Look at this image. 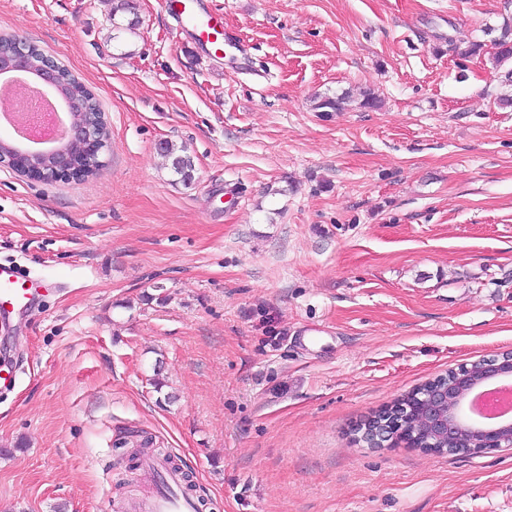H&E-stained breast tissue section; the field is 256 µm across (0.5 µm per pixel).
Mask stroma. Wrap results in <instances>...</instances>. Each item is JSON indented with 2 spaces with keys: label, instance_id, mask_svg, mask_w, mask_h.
<instances>
[{
  "label": "stroma",
  "instance_id": "1",
  "mask_svg": "<svg viewBox=\"0 0 512 512\" xmlns=\"http://www.w3.org/2000/svg\"><path fill=\"white\" fill-rule=\"evenodd\" d=\"M132 2L0 0V34L90 87L112 138L86 181L0 167V265L35 279L6 315L0 512L132 494L115 486L131 431L204 512H512V449L354 434L512 350V62L490 60L512 0H208L220 60L162 0ZM473 41L481 55H456ZM159 286L168 302H144ZM160 149L168 159L170 169L178 177V180L183 184H190L194 178L193 161L189 155L185 154V149L177 150L169 143H161ZM477 438L478 433H475L466 428H462L458 431V436L456 439L448 441V438H443L439 441V445L445 448H425V452L431 454H456L457 448H470L472 445H474V442L477 440ZM457 454L468 455L467 451L465 450H462Z\"/></svg>",
  "mask_w": 512,
  "mask_h": 512
}]
</instances>
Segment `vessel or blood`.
I'll list each match as a JSON object with an SVG mask.
<instances>
[{
  "mask_svg": "<svg viewBox=\"0 0 512 512\" xmlns=\"http://www.w3.org/2000/svg\"><path fill=\"white\" fill-rule=\"evenodd\" d=\"M164 7L189 29L196 42L210 56H224L222 14L200 11L187 6L185 0H163ZM30 289L14 271L0 268V310L5 306L25 304ZM129 472L132 479L143 481L145 492L134 503V512H201L202 503L190 494L182 470L158 456L139 457Z\"/></svg>",
  "mask_w": 512,
  "mask_h": 512,
  "instance_id": "vessel-or-blood-1",
  "label": "vessel or blood"
}]
</instances>
